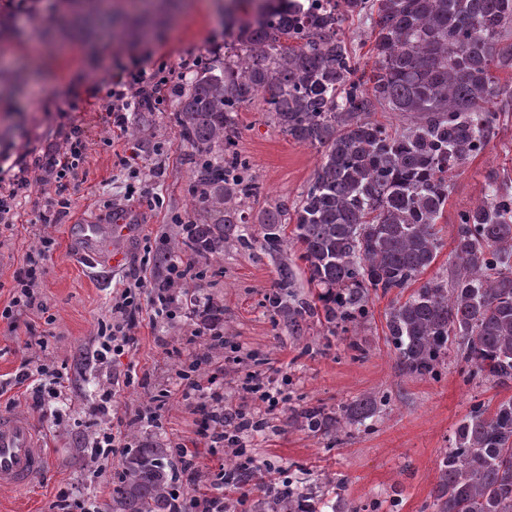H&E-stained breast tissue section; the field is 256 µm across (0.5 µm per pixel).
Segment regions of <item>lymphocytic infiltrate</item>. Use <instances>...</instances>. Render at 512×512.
<instances>
[{
    "instance_id": "1",
    "label": "lymphocytic infiltrate",
    "mask_w": 512,
    "mask_h": 512,
    "mask_svg": "<svg viewBox=\"0 0 512 512\" xmlns=\"http://www.w3.org/2000/svg\"><path fill=\"white\" fill-rule=\"evenodd\" d=\"M168 79L144 72L134 75H113L103 97L111 119V131L122 135L129 123L130 112L136 111V97L143 88H153L159 98L168 94ZM65 151L48 150L34 162L16 160L17 167L9 177L0 176V227L10 228L17 212V204L31 194L32 167L49 166L56 184L50 197L46 222L58 223L71 212L72 200L68 192L70 181L82 156V133L71 129ZM187 265L173 261L165 273H157L147 262H140L126 277L121 287L112 293L105 319L100 323L98 341L90 352L88 362L101 377L98 399L88 408L89 415L99 423V430L87 435L84 445L110 452L116 442L112 431V398L118 383H132V371L116 377L113 367L123 357L135 338V331L143 320H172L180 313L182 292ZM13 292L9 305L0 310V319L14 321L19 312L38 308L39 293L35 287V272L30 266L19 267L13 275ZM220 302L205 297L198 308L185 313V323L190 329L187 348L183 355L186 366L180 377L184 397L200 395L208 403L201 434L212 446L220 447L225 437L240 438L244 432L242 408H229L224 403V369L212 367V350L222 347L219 313ZM15 384H30L29 398L33 407L44 410L50 402L66 401L68 393L62 372L30 355H23L14 378Z\"/></svg>"
}]
</instances>
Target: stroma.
Instances as JSON below:
<instances>
[{"instance_id":"1","label":"stroma","mask_w":512,"mask_h":512,"mask_svg":"<svg viewBox=\"0 0 512 512\" xmlns=\"http://www.w3.org/2000/svg\"><path fill=\"white\" fill-rule=\"evenodd\" d=\"M61 0H31L23 10L0 11V72L11 74L32 62L34 49L48 52L45 75L20 97L0 104V155L33 159L42 150L63 149L71 128L82 131L84 159L71 183V214L43 226L46 185L23 199L12 229L0 232V309L12 297L13 273L34 256L38 237H54L52 255L41 261L37 281L42 309L23 312L15 324L0 321V382L9 381L20 364L25 343L38 341L40 356L68 374L70 399L59 417L31 412L22 390L0 397V415L31 422L38 441L49 448L42 477L28 490L0 487V512H55L61 491L74 498L96 496L102 512H112L111 482L124 456L145 441L194 447L201 477L224 463L222 449L207 447L199 432L206 409L202 401L186 402L178 390L182 362L175 349L189 331L182 320L145 324L138 330L123 364H134L139 382L122 387L115 417L124 420L119 447L96 463H85L84 438L97 429L88 406L98 396L99 379L86 364L96 342L98 320L106 313L112 289L130 265L165 257L162 239H175L182 224L194 220L190 193L191 150L172 121L183 77L210 62L224 48V19L216 0H121L116 9L96 16L78 14L59 24ZM117 68L159 72L170 79V91L156 111L130 120L137 136L111 135L102 98L110 73ZM235 148L261 184V196L243 214L254 220L260 210L285 200L296 201L320 163L317 149L295 142L271 123L263 102L239 115ZM138 151L148 163L160 164L156 178L135 173L121 162ZM512 174V118L501 122L494 140L457 177L442 223V247L432 274L448 271L457 218L482 197L489 172ZM140 195L130 196V187ZM137 216L132 234L121 242L106 227L114 211ZM102 229L94 258L84 255L81 227ZM200 277L188 299L208 294L224 302V356L233 366L224 378L227 406H252L245 382L250 376H272L282 395L268 417L269 426L246 437L245 462L269 479L267 467L280 472L277 482L307 486L322 512H433L432 490L439 463L454 445V432L473 405L495 407L512 397L503 388L472 376L470 365L449 359L435 378H411L396 368L386 341L385 314L391 299L374 296L370 317L357 336L331 333L316 321L303 330L288 328L275 313V262L260 249L241 250L227 240L224 251L195 265ZM358 349H351L350 341ZM385 402L365 425L334 438L288 427L289 407L319 403L335 409L364 393ZM138 424H129L130 416Z\"/></svg>"}]
</instances>
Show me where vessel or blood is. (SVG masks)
Segmentation results:
<instances>
[{
    "label": "vessel or blood",
    "instance_id": "obj_1",
    "mask_svg": "<svg viewBox=\"0 0 512 512\" xmlns=\"http://www.w3.org/2000/svg\"><path fill=\"white\" fill-rule=\"evenodd\" d=\"M47 464L29 423L20 417H0V486L30 487Z\"/></svg>",
    "mask_w": 512,
    "mask_h": 512
}]
</instances>
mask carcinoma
<instances>
[{"label": "carcinoma", "instance_id": "1", "mask_svg": "<svg viewBox=\"0 0 512 512\" xmlns=\"http://www.w3.org/2000/svg\"><path fill=\"white\" fill-rule=\"evenodd\" d=\"M289 2L263 0L180 92L173 116L192 152L200 218L175 249L210 257L229 236L246 248L258 242L286 296L296 253L324 293L279 305L289 328L315 319L355 333L370 295L392 294L387 341L401 374L435 375L454 345L475 376L512 385L511 177L489 175L483 198L458 215L449 276L423 279L439 254L453 179L512 112V82L501 78L512 69V0H335L300 18ZM349 15L373 37L368 72L338 34ZM260 97L275 127L321 160L295 205L260 212L255 237L241 205L261 186L233 146L238 112ZM378 108L409 122L393 131L373 118ZM377 409L368 393L334 412L294 407L286 423L347 436ZM238 456L224 451V485L257 488L256 512H316L308 494L263 481ZM189 467L163 443L138 449L112 481V512H178L175 485ZM432 498L435 512H512V398L492 412L476 404L458 424Z\"/></svg>", "mask_w": 512, "mask_h": 512}]
</instances>
